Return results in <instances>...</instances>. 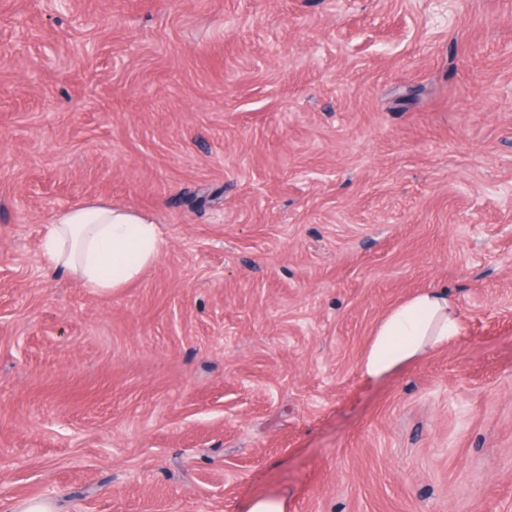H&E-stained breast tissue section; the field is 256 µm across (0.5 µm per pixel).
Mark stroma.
Listing matches in <instances>:
<instances>
[{
    "label": "stroma",
    "instance_id": "obj_1",
    "mask_svg": "<svg viewBox=\"0 0 512 512\" xmlns=\"http://www.w3.org/2000/svg\"><path fill=\"white\" fill-rule=\"evenodd\" d=\"M96 199L163 236L107 294L41 257ZM261 495L512 512V0H0V512ZM463 326L455 299L444 288H425L386 313L376 324L359 362L368 380H380L399 366L461 336Z\"/></svg>",
    "mask_w": 512,
    "mask_h": 512
}]
</instances>
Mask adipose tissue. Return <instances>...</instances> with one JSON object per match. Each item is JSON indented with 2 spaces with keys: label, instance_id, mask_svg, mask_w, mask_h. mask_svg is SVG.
I'll return each instance as SVG.
<instances>
[{
  "label": "adipose tissue",
  "instance_id": "adipose-tissue-1",
  "mask_svg": "<svg viewBox=\"0 0 512 512\" xmlns=\"http://www.w3.org/2000/svg\"><path fill=\"white\" fill-rule=\"evenodd\" d=\"M160 244V227L151 217L97 201L59 211L44 231L41 250L51 271L106 293L138 279L157 260ZM462 331L446 289L419 290L376 324L359 370L367 379H382Z\"/></svg>",
  "mask_w": 512,
  "mask_h": 512
}]
</instances>
